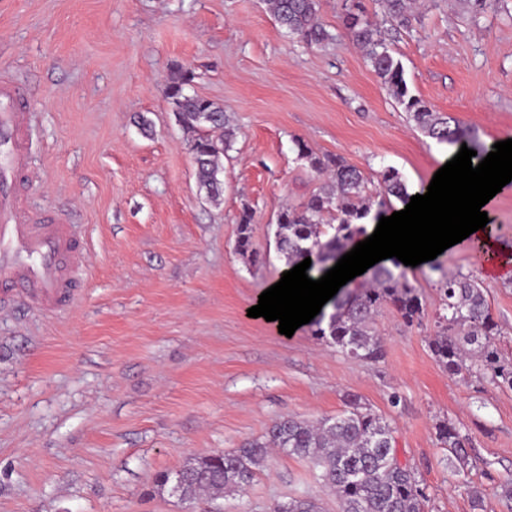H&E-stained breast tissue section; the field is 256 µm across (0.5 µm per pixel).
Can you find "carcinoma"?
Returning <instances> with one entry per match:
<instances>
[{"instance_id":"obj_1","label":"carcinoma","mask_w":512,"mask_h":512,"mask_svg":"<svg viewBox=\"0 0 512 512\" xmlns=\"http://www.w3.org/2000/svg\"><path fill=\"white\" fill-rule=\"evenodd\" d=\"M269 11L288 35L308 47L324 49L335 35L319 21L320 0H266ZM381 17H368L361 0H343L342 21L349 38L389 95L401 105L408 119L427 137L450 145L466 144L481 161L486 147L464 128L450 125V117L437 112L411 94L401 61L389 48L391 33L412 27L410 0H379ZM195 79L193 71L178 68L170 75L167 98L176 122L188 136L190 153L200 188L217 200L223 193L218 178L221 160L232 148L235 128L224 106L185 92ZM297 158L324 177L317 192L298 207H288L277 217L274 238L287 267L314 256L326 263L345 254L365 234L367 219H380L392 196L406 202L415 193L393 168L378 175L377 195L364 194L365 177L344 157L317 154L308 144L295 140ZM254 216L245 204L238 217V254L253 258ZM442 312L438 330L428 346L436 361L451 374L480 373L493 382L512 388V361L500 356L498 334L479 279L458 275L440 286ZM393 306L404 323L413 325L424 312L423 299L400 271V264L374 267L372 282L341 292L334 300L328 321L315 323L313 334L356 359L376 362L382 357L374 317ZM343 413L316 421L284 416L275 420L265 436L243 443L221 455L193 458L179 469L160 477L165 486L182 477L183 500L194 503L204 494L244 493L254 482L256 470L270 450L310 461L320 471L319 480L336 496L340 512H424L427 497L415 470L399 464L395 430L356 395L346 396ZM441 442L448 447L459 468L472 464V443L448 420L436 423ZM311 496L291 497L269 507V512H319Z\"/></svg>"}]
</instances>
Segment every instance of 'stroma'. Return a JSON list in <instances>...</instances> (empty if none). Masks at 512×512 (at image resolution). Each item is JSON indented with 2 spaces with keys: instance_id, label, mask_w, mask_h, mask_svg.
<instances>
[{
  "instance_id": "35a3bbf8",
  "label": "stroma",
  "mask_w": 512,
  "mask_h": 512,
  "mask_svg": "<svg viewBox=\"0 0 512 512\" xmlns=\"http://www.w3.org/2000/svg\"><path fill=\"white\" fill-rule=\"evenodd\" d=\"M410 31L389 47L412 94L484 144L512 138V0L476 14L464 0H417ZM336 36L325 49L291 39L265 0H0V76L15 78L34 114L27 187L33 208L79 226L88 275L48 314L0 309V512H267L335 496L303 459L274 454L243 495L182 501L156 482L188 459L230 452L293 415L340 413L361 397L396 431L398 455L424 486L426 512H512V388L450 374L427 339L438 284L481 279L512 360V277L487 275L465 246L408 273L425 312L405 326L375 318L379 361L293 336L248 315L285 262L273 226L320 178L295 139L343 156L373 193L380 171L430 182L451 145L419 132L347 37L340 0H321ZM194 71L189 93L223 104L235 139L224 192L207 198L166 96L171 72ZM147 118L152 135L137 121ZM254 259L236 246L243 205ZM467 433L476 465L456 470L435 424ZM319 503L311 496L291 497L287 501L274 503L269 512H319Z\"/></svg>"
}]
</instances>
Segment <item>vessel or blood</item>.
<instances>
[{
  "mask_svg": "<svg viewBox=\"0 0 512 512\" xmlns=\"http://www.w3.org/2000/svg\"><path fill=\"white\" fill-rule=\"evenodd\" d=\"M30 126L31 111L20 106L15 82L0 77V182L28 172ZM85 269L75 225L44 222L26 197L0 193V284L51 312Z\"/></svg>",
  "mask_w": 512,
  "mask_h": 512,
  "instance_id": "1",
  "label": "vessel or blood"
}]
</instances>
